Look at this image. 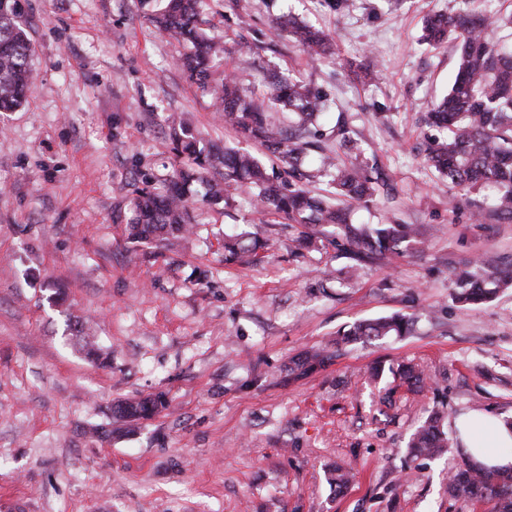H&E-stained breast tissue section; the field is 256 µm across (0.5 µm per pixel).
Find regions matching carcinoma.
<instances>
[{
    "mask_svg": "<svg viewBox=\"0 0 512 512\" xmlns=\"http://www.w3.org/2000/svg\"><path fill=\"white\" fill-rule=\"evenodd\" d=\"M200 0H168L166 6L150 16L158 29L191 45L186 57L188 78L205 89L224 112V123L241 136L259 142L265 151L288 163L290 180L278 181L259 159L248 152L220 148L194 133L180 117L169 118V135L178 159L194 165L193 170H173L163 196L148 187L137 192L127 224L131 243L166 240L188 232L186 184L191 178L206 182L205 202L226 205L224 188L206 180V174L224 169V178L238 181L257 191V204L286 219L305 225L332 226L336 245L344 247L358 262L382 260L403 251L421 250L423 241L412 224H356L351 206L369 207L381 176H372L361 165L347 166L335 161L315 141L308 140L325 100L302 80L290 77L269 83L272 99L298 115L297 123L286 128L271 124L267 113L253 103L249 91L229 78L218 80L212 61L223 48L211 41L201 28ZM18 0H0V112H12L22 106L32 81V47L18 24ZM289 35L309 53L324 54L329 49L326 35L317 29L288 21ZM487 19L479 12L435 14L425 25L426 40L438 47L452 39L459 47V63L448 94L427 113V124L437 131L429 140L426 163L448 180V185L469 191L480 183L497 190L494 213L500 220L512 221V46L493 41L487 34ZM308 148L322 151L321 172L332 177L335 194L345 198L347 207L331 205L325 199L291 181ZM266 246L257 237L238 234L224 238V261H236L246 253ZM455 300L463 307L486 303L504 288L512 287V266L498 255H485L473 265H466L454 276ZM413 330L412 317L396 313L364 320L337 333L336 347L343 344L380 341L403 337ZM79 344L87 355L101 357L83 325L75 326ZM335 357L332 347L312 348L303 354L296 369L308 374L327 366ZM408 387L420 392L425 387L424 374L411 364L389 368ZM165 395L138 400H119L112 404L109 417L123 429L153 417L165 407ZM444 413L433 409L408 443L414 458H434L448 450L444 431ZM448 495L491 505V512H512V471H498L473 462L463 455L456 471L448 478Z\"/></svg>",
    "mask_w": 512,
    "mask_h": 512,
    "instance_id": "carcinoma-1",
    "label": "carcinoma"
}]
</instances>
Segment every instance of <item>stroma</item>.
Listing matches in <instances>:
<instances>
[{"mask_svg":"<svg viewBox=\"0 0 512 512\" xmlns=\"http://www.w3.org/2000/svg\"><path fill=\"white\" fill-rule=\"evenodd\" d=\"M351 2L202 0L200 17L223 47L216 74L261 100L273 72L324 94L323 144L384 179L355 222L425 232L424 251L353 278L331 235L299 247L300 225L256 212L232 183L213 208L191 182L189 241L129 243L137 190L167 188L170 113L284 165L185 79V43L147 20L160 0H21L35 79L22 108L0 113V499L21 498L23 512H485L449 497L448 474L460 419L512 418V289L464 309L453 272L487 251L512 257V222L475 219L495 188L449 189L424 160L425 118L458 52L423 43V20L470 3ZM287 19L323 30L329 53L303 52ZM369 69L377 82L364 83ZM340 121L357 151L340 148ZM245 229L268 250L225 262V235ZM394 312L413 318L412 335L345 345L326 368L290 374L303 351ZM79 321L106 365L84 358ZM396 362L422 368L423 393L370 379ZM159 392L166 408L135 431L96 435L113 401ZM435 408L449 449L411 458L409 438ZM338 465L356 474L341 494L329 483Z\"/></svg>","mask_w":512,"mask_h":512,"instance_id":"stroma-1","label":"stroma"}]
</instances>
